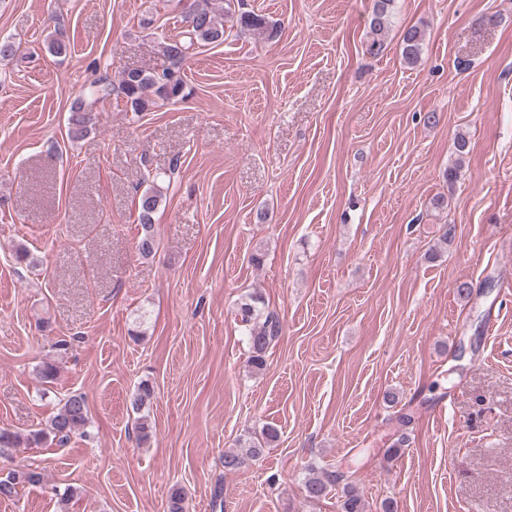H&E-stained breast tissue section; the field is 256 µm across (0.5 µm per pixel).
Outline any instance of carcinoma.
<instances>
[{"label":"carcinoma","instance_id":"obj_1","mask_svg":"<svg viewBox=\"0 0 512 512\" xmlns=\"http://www.w3.org/2000/svg\"><path fill=\"white\" fill-rule=\"evenodd\" d=\"M394 0H374L369 22L371 42L368 51L379 53L385 43L389 30L392 4ZM229 7L224 0H191L186 16L187 29L182 40L163 44V53L172 61L173 68L160 74L146 73L142 70L129 69L121 73L118 83L114 84L106 77H98L89 82L87 90L79 95L71 104L68 116V134L71 139L78 140L95 128L98 119V107L112 96L120 97L127 110L135 113L149 112L160 105L175 104L185 97V83L180 76V67L188 57L189 50L195 45L221 44L224 42V16L228 15ZM240 29L273 35L274 28L262 15L243 12L238 15ZM424 32L417 26L405 30L402 37V56L410 64H417L422 55ZM469 141L460 135L456 140V166L445 173V178L453 180L458 177L464 155L467 154ZM164 199L163 191L157 183H152L138 197V237L136 250L143 258L155 252L156 238L154 215ZM262 297L256 293L248 295L238 304L236 317L244 327L249 345V366L259 371L266 366L267 350L273 339L281 332L280 320L276 314H262L260 305ZM153 389L146 383L140 384L129 399V406L138 415L136 429L141 439L150 437L148 416L142 414L150 403ZM88 421L87 401L83 394L74 393L60 403V407L50 418L47 428L32 431L28 434L0 429V455L10 448L21 445L30 446L56 441L67 442L76 432L82 430ZM279 436L276 427L268 425L262 433V441L248 445L243 452H224V469L238 471L249 461L260 457L264 447L276 441ZM340 477L327 470L315 471L304 484L306 497L319 499L325 496ZM44 482V469L35 464L23 465L8 471L0 478V499L11 500L18 491L26 486H40ZM342 512H364V502L355 489L344 485Z\"/></svg>","mask_w":512,"mask_h":512}]
</instances>
